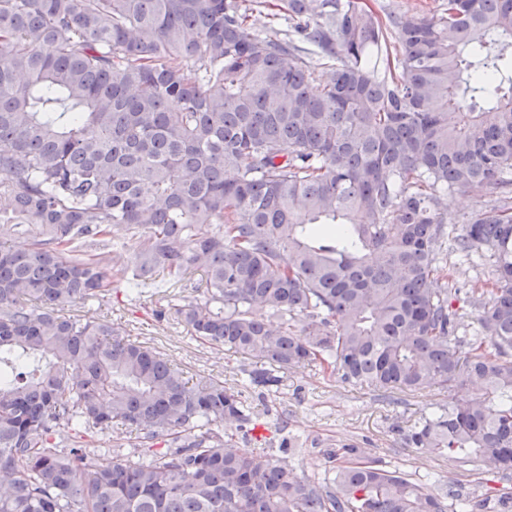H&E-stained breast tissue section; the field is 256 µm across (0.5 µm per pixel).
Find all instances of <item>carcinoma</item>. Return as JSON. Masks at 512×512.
I'll use <instances>...</instances> for the list:
<instances>
[{
    "mask_svg": "<svg viewBox=\"0 0 512 512\" xmlns=\"http://www.w3.org/2000/svg\"><path fill=\"white\" fill-rule=\"evenodd\" d=\"M253 6L0 0V223L33 234L0 245V512L485 509L353 443L311 480L224 434L251 441L247 395L306 366L398 403L470 388L387 430L512 481V0H279L284 37L253 32ZM487 186L449 237L445 193ZM141 232L128 296L200 273L207 300L173 309L253 361L237 387L63 312L112 292L111 249ZM449 240L494 267L473 336L429 287ZM119 424L146 455L90 450Z\"/></svg>",
    "mask_w": 512,
    "mask_h": 512,
    "instance_id": "cac0c4a2",
    "label": "carcinoma"
}]
</instances>
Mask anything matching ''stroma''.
Instances as JSON below:
<instances>
[{"mask_svg":"<svg viewBox=\"0 0 512 512\" xmlns=\"http://www.w3.org/2000/svg\"><path fill=\"white\" fill-rule=\"evenodd\" d=\"M495 197L496 191L490 186L447 193L444 210L449 228L462 231L466 219L485 209ZM446 259L448 277L438 280L437 285L458 289L453 305L463 315L462 330L472 331L476 322L467 292L491 281L493 267L489 260H469L452 251ZM206 297L201 287L151 289L137 302L116 293L108 301L73 306L69 312L121 325L131 340L155 347L190 380L212 376L223 380L225 386L233 387L241 379L243 368L248 367V360L230 350L205 347L173 318L160 319L154 314L155 309L170 303L201 302ZM447 401V394L429 387L397 405L378 398L374 392L353 388L309 368L291 371L285 374L278 393L251 396L255 421L265 427L264 433L252 440L251 445L265 449L268 455L288 464L298 476L313 479L324 477L329 469L327 452L330 447L354 442L365 448L381 467L405 472L428 487L439 490L457 485L488 502H496L502 493L512 488L487 469L468 467L445 455L400 447L386 431L387 422L395 417L414 419ZM283 419L287 420L290 431L305 438L303 447H282L276 427Z\"/></svg>","mask_w":512,"mask_h":512,"instance_id":"35a3bbf8","label":"stroma"}]
</instances>
